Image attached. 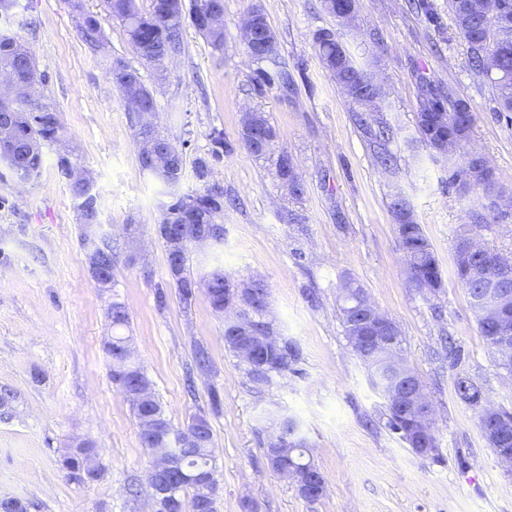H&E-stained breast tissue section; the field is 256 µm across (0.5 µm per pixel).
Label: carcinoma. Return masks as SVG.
Wrapping results in <instances>:
<instances>
[{
    "mask_svg": "<svg viewBox=\"0 0 512 512\" xmlns=\"http://www.w3.org/2000/svg\"><path fill=\"white\" fill-rule=\"evenodd\" d=\"M174 0H151L148 11L139 9L137 0H108L109 12L119 20L128 35L129 42L137 53H148L167 58L180 47L181 31L186 18L191 16L189 10L168 11V5ZM478 0H448V11L453 15L456 29L469 45L473 70L496 90L499 111L512 115V0H498L503 6V13L485 12L476 8ZM85 22L81 33L94 50L106 43L105 35L95 15L84 14ZM195 29L205 37L216 50L224 47V28H209L191 20ZM318 56L323 68L336 78L348 96L353 100L368 104L382 101V92L374 80L358 67L347 48L336 38L330 29H321L314 35ZM24 43L15 34H6L0 39V72L11 71L18 67L23 55ZM251 58L256 62H270L276 70L269 72L258 69L254 78L255 90L263 93L265 88L275 84L288 87V71L279 67L272 58L273 51L259 53L253 47H247ZM120 67L126 70L125 78L112 79L122 105H127L131 97L140 98L145 104L153 105V96L142 80L140 73L131 66L121 62L109 63V71ZM21 88L18 95L7 104H0V124L10 125L13 140V158L9 170L16 168L41 173L43 168V147L56 139L59 120L57 110L37 97L40 83L38 69L21 70ZM258 126L269 132L265 140L242 139L247 150L256 157L270 154L275 131L267 118L256 114ZM474 121L471 104L465 100L445 93L442 89H432L425 95L416 112V131L419 139L429 148L436 150L448 144L457 146L466 142ZM482 155L474 152L467 155L464 163L453 170L449 176L452 184L467 194L476 189L482 190L485 202L473 211L474 226L484 227L502 219V213L495 208L496 198L503 193L502 187L492 169L478 164ZM69 187L74 198L80 200V223L84 225L82 247L95 251L100 267L109 275H114L119 253L118 246L112 238L104 233L98 235L91 231L97 223L95 196L90 187L78 180H69ZM390 209L398 220L399 240L412 244L406 261L412 271V281L416 287L430 293L442 287L441 270L433 247L424 234L421 225L415 223L406 201L397 196L390 203ZM187 222V234L192 236L204 230L210 224L224 221V195H212L207 191L192 195H177L165 205L162 220L173 214ZM190 244L183 248L182 271L175 282L180 300L190 305L195 296L192 285L195 278L189 266ZM455 274L465 288L470 304L474 305L485 299L489 289L504 290L511 297L502 309V317L512 323V268L498 269L485 265L480 257L472 256L468 264L454 261ZM206 294L210 305L216 311L239 300L236 290L222 270L209 274ZM366 292L362 286L350 282L343 289L340 297L339 312L345 336L358 333L357 327L350 320L346 309L362 300ZM112 327L118 329L128 324V312L125 305L112 301L109 311ZM126 337L119 334L105 344L110 358V377L122 390L138 384H152L144 367L137 359L124 354ZM356 356L367 367L372 384L382 393L388 411V426L398 433L403 441L417 453L426 455L437 451L438 442L434 430L424 432L412 418L403 416L396 408L391 395V387L397 381L390 379L382 367L385 357L371 358V354L358 348L353 349ZM265 370L257 372L248 369L252 382L263 385L271 381L272 375L288 370L294 357L288 342L277 340L261 351ZM456 395L464 402L476 405L480 402V391L468 377H459L454 383ZM134 413L140 426L150 425V432L140 433L141 446L150 453H166L175 460V476L179 490L171 501L169 512H215L216 487L215 466L213 464L212 432L208 420L203 416H194L182 429H177L165 413L162 404L155 397L145 402L132 401ZM479 429L488 446L496 449L501 443L492 439L489 429H508L507 447L512 448V413L485 406L478 420ZM197 438L190 448L174 447L172 440L180 439L184 433ZM95 451L92 443L80 442L65 450L61 457L63 469L74 481L83 482L84 455ZM279 455L296 468L309 475L319 477L321 473L310 460L306 438L299 434L288 446L278 449Z\"/></svg>",
    "mask_w": 512,
    "mask_h": 512,
    "instance_id": "obj_1",
    "label": "carcinoma"
}]
</instances>
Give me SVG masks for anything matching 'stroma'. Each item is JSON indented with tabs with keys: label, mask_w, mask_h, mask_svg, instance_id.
Returning <instances> with one entry per match:
<instances>
[{
	"label": "stroma",
	"mask_w": 512,
	"mask_h": 512,
	"mask_svg": "<svg viewBox=\"0 0 512 512\" xmlns=\"http://www.w3.org/2000/svg\"><path fill=\"white\" fill-rule=\"evenodd\" d=\"M435 21L407 0H357L350 23L322 0H224V49L215 51L185 25L180 53L158 79L134 51L106 0H83L108 43L95 53L80 33L69 0H17L18 36L45 77L58 142L45 145L38 179L21 184L0 163V500L30 512H155L146 477L154 461L143 448L125 394L110 378L104 341L113 333L111 300L127 308L122 335L175 426L193 416L210 423L218 471L217 512H512V472L478 428L481 405L512 412V372L479 333L455 276L454 244L473 205L448 179L465 152L481 154L512 194V119L498 113L490 85L477 78L467 43L446 0H429ZM260 8L277 34L275 52L288 89L257 93V69L240 36ZM335 31L356 63L383 91L378 109L352 101L322 67L318 30ZM122 60L154 95L159 131L187 161L209 163L206 181L186 169L180 193L215 187L224 207V242L192 248L190 271L224 269L233 282H264L267 318L294 358L287 372L254 384L245 363L224 345V319L204 290L183 304L170 281L157 234L165 187L141 171L134 132L108 71ZM466 99L475 121L462 149L436 155L415 130L427 84ZM264 113L276 131L272 154L258 158L239 139L243 112ZM390 130L376 142L378 127ZM229 152L212 157L213 132ZM393 157L381 165L379 152ZM285 154L304 192L289 194L275 172ZM93 179L97 221L114 240L138 224L142 257L119 260L115 286L102 294L84 262L77 202L60 156ZM402 195L436 254L443 285L416 288L397 243L389 204ZM357 282L403 336V355L434 408L437 454L421 455L387 423L386 401L349 347L339 314L344 285ZM452 338L454 353L444 349ZM202 345L211 367H193ZM469 377L480 405L461 401L456 377ZM293 418L325 481L324 494L302 497L269 465L268 417ZM94 444L100 476L79 483L61 467L72 441Z\"/></svg>",
	"instance_id": "stroma-1"
}]
</instances>
